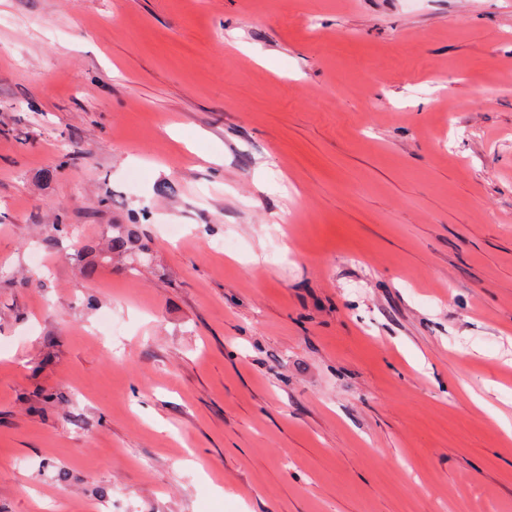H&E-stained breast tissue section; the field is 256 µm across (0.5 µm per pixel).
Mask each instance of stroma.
Listing matches in <instances>:
<instances>
[{
    "label": "stroma",
    "mask_w": 512,
    "mask_h": 512,
    "mask_svg": "<svg viewBox=\"0 0 512 512\" xmlns=\"http://www.w3.org/2000/svg\"><path fill=\"white\" fill-rule=\"evenodd\" d=\"M511 70L512 0H0V512H512ZM134 248H137L140 253L145 250L149 251L147 246L139 244L136 231L130 226H124L117 235L110 238L108 244V251L111 255L112 252L126 253Z\"/></svg>",
    "instance_id": "obj_1"
}]
</instances>
